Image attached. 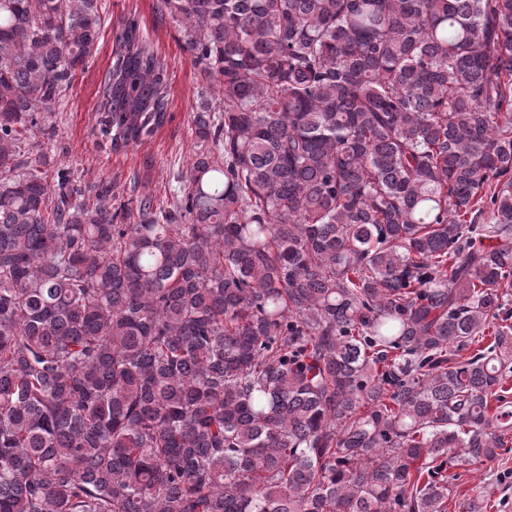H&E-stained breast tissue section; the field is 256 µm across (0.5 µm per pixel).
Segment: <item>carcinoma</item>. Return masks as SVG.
I'll list each match as a JSON object with an SVG mask.
<instances>
[{"label": "carcinoma", "mask_w": 512, "mask_h": 512, "mask_svg": "<svg viewBox=\"0 0 512 512\" xmlns=\"http://www.w3.org/2000/svg\"><path fill=\"white\" fill-rule=\"evenodd\" d=\"M162 8L224 102L165 208L24 158L102 20L0 0V512H447L512 442V0ZM168 104L119 19L93 132Z\"/></svg>", "instance_id": "obj_1"}]
</instances>
